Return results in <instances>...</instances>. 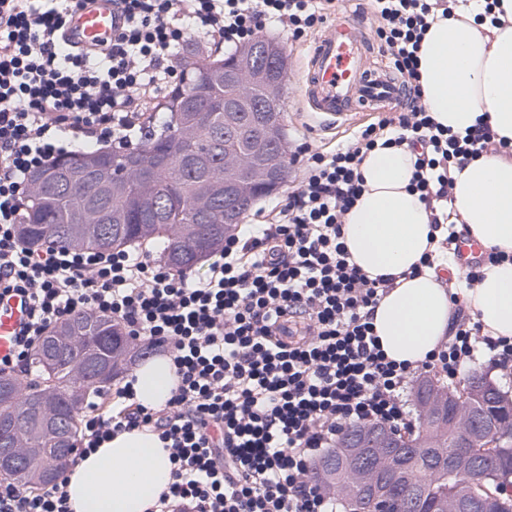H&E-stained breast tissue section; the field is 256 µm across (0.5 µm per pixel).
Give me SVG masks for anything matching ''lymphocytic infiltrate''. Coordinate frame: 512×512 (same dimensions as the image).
I'll use <instances>...</instances> for the list:
<instances>
[{
  "mask_svg": "<svg viewBox=\"0 0 512 512\" xmlns=\"http://www.w3.org/2000/svg\"><path fill=\"white\" fill-rule=\"evenodd\" d=\"M77 2L0 0V297L31 299L0 370L23 367L74 314L110 316L128 336L168 350L178 384L157 408L137 403L128 384L110 404L89 400L82 451L133 427L156 432L174 465L159 512H336L309 474L343 429H411L406 392L416 374L452 381L475 362L512 365V341L484 335L461 313L424 363L388 360L372 310L395 281L369 279L342 236L363 188L360 166L376 147L416 151L410 186L435 225L436 207L453 199L451 169L505 148L485 124L462 135L441 128L422 103V40L457 0H370L409 111L378 117L330 152L297 141L289 163L298 184L261 223L226 236L198 280L144 251L26 248L17 224L27 176L85 138L126 148L134 134L148 136L143 106L178 79L190 39L228 50L268 32L297 41L326 23L336 0H116L125 22L111 44L61 55L56 43ZM0 512H71L66 482L37 492L1 484Z\"/></svg>",
  "mask_w": 512,
  "mask_h": 512,
  "instance_id": "lymphocytic-infiltrate-1",
  "label": "lymphocytic infiltrate"
}]
</instances>
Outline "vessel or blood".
<instances>
[{
  "label": "vessel or blood",
  "instance_id": "vessel-or-blood-1",
  "mask_svg": "<svg viewBox=\"0 0 512 512\" xmlns=\"http://www.w3.org/2000/svg\"><path fill=\"white\" fill-rule=\"evenodd\" d=\"M122 23L114 0H82L66 23L64 37L72 47L97 48L110 43ZM373 49L350 14L337 16L328 33L316 40L308 58L302 99L322 126L348 121L356 108L370 112L375 106L401 97L403 82L393 77L389 69L365 70L363 61ZM482 251L480 243L460 239L456 269H466ZM29 305V298L21 294L0 297V358L13 352L16 338L28 320Z\"/></svg>",
  "mask_w": 512,
  "mask_h": 512
}]
</instances>
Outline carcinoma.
Returning a JSON list of instances; mask_svg holds the SVG:
<instances>
[{
	"label": "carcinoma",
	"instance_id": "obj_1",
	"mask_svg": "<svg viewBox=\"0 0 512 512\" xmlns=\"http://www.w3.org/2000/svg\"><path fill=\"white\" fill-rule=\"evenodd\" d=\"M215 62L238 67L244 62L237 51L228 56L201 46L191 56L201 57L185 70L178 86L157 104L149 116L155 127L146 143L97 160L99 150L80 146L39 170L42 185L28 182L19 226V237L31 249L47 245L111 252L123 245L161 242L163 254L176 269L186 264L174 260L178 253L193 250L198 239L224 223V206L203 215L202 198L213 187L224 186V152L251 151L260 147L259 124L263 112H226L224 97L232 93L224 85V68ZM235 118L245 127L239 138L224 139V124ZM69 321L79 326L60 347L40 343L36 353L56 361L54 390L46 402L66 418L61 431L38 421L27 402H0V419L17 420L30 445L31 465L27 479L18 486L32 490L41 486L40 472L51 464L61 447L59 434L77 438L82 399L73 395L98 390L112 381L129 353L127 336L105 316L75 314ZM451 409L443 405L424 427L419 457L402 461L410 483L426 494L423 512H429L431 497L442 485L443 462L455 451V434L448 424ZM345 462L332 457L323 473H313L321 487L344 479ZM471 478L500 491L507 500L512 485V461L483 460Z\"/></svg>",
	"mask_w": 512,
	"mask_h": 512
}]
</instances>
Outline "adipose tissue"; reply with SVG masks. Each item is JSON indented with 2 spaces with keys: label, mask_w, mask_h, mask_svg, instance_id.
<instances>
[{
  "label": "adipose tissue",
  "mask_w": 512,
  "mask_h": 512,
  "mask_svg": "<svg viewBox=\"0 0 512 512\" xmlns=\"http://www.w3.org/2000/svg\"><path fill=\"white\" fill-rule=\"evenodd\" d=\"M483 0H461L454 18L435 19L419 51L423 103L441 126L464 131L476 121L512 145V0H498L497 22H475ZM414 154L379 147L360 170L363 190L342 226L350 260L369 278L397 281L374 309L373 328L385 356L418 366L447 339L453 286L443 235L410 187ZM453 222H465L487 247L512 251V158L486 153L451 172ZM462 295L484 334L512 339V262L486 266ZM136 401L164 405L176 386L168 357L153 356L135 371ZM169 453L156 433L134 428L82 455L66 474L72 512H147L172 482Z\"/></svg>",
  "instance_id": "1"
}]
</instances>
